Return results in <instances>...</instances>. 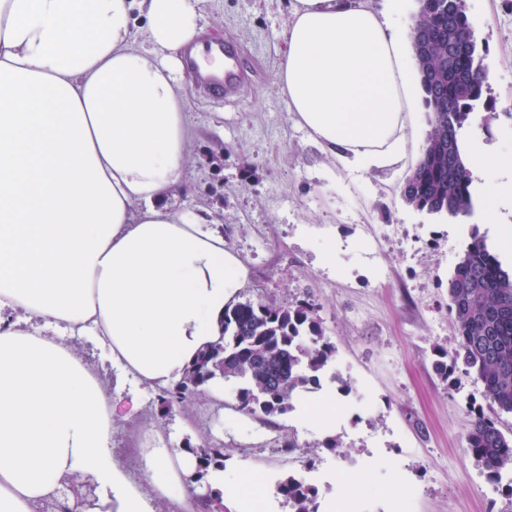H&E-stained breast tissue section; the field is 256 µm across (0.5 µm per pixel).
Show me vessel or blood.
<instances>
[{
	"label": "vessel or blood",
	"instance_id": "vessel-or-blood-1",
	"mask_svg": "<svg viewBox=\"0 0 512 512\" xmlns=\"http://www.w3.org/2000/svg\"><path fill=\"white\" fill-rule=\"evenodd\" d=\"M186 60L195 69L199 82L218 97L232 94L245 78L235 50L228 44L207 47L201 56L195 50H188Z\"/></svg>",
	"mask_w": 512,
	"mask_h": 512
}]
</instances>
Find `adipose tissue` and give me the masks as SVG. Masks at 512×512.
I'll return each instance as SVG.
<instances>
[{
    "label": "adipose tissue",
    "mask_w": 512,
    "mask_h": 512,
    "mask_svg": "<svg viewBox=\"0 0 512 512\" xmlns=\"http://www.w3.org/2000/svg\"><path fill=\"white\" fill-rule=\"evenodd\" d=\"M201 0H0V512L68 475L94 512H194L199 461L112 453L116 396L61 336L165 387L222 332L249 270L205 210L167 196L189 163L179 52ZM277 73L297 123L349 173L403 161L418 99L401 0H289ZM146 48H136L135 32Z\"/></svg>",
    "instance_id": "ef3b65f1"
}]
</instances>
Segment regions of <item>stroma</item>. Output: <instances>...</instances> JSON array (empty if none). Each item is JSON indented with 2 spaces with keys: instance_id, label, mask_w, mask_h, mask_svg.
Wrapping results in <instances>:
<instances>
[{
  "instance_id": "1",
  "label": "stroma",
  "mask_w": 512,
  "mask_h": 512,
  "mask_svg": "<svg viewBox=\"0 0 512 512\" xmlns=\"http://www.w3.org/2000/svg\"><path fill=\"white\" fill-rule=\"evenodd\" d=\"M289 0H204L210 41L233 46L249 78L231 97L203 91L185 72L178 93L195 129L193 160L168 204L206 209L226 243L250 269L239 301L294 306L315 303L336 346L349 389L309 404L330 419L329 433L302 427L287 414L266 423L239 420L236 387L224 383L223 401L201 388L189 412L161 414L154 388L112 365L106 349L78 338L74 351L108 383H121L137 400L138 414L119 419L112 452L143 480L142 461L127 450L153 436L175 446L223 441L224 479L245 487L259 482L261 512H288L274 487L302 468L319 492V512L356 502L358 512H384L375 496H361L351 467L374 471L379 483L401 476L412 512H512V491L489 480L465 451L475 411L487 408L476 376L443 380L436 348L457 346L448 309V279L471 227L496 243L512 268V200L490 195L496 172L474 176V206L466 221L448 220L404 205L399 191L406 170L350 174L314 146L298 125L277 84L285 51L282 32ZM474 36L484 50L493 112L477 113L467 131L477 154L512 155V0H465ZM501 215L484 221L486 208ZM392 224V238L370 239L382 271L361 256L365 231ZM343 449L322 448L325 436ZM293 440L292 453L282 449Z\"/></svg>"
}]
</instances>
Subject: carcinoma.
<instances>
[{
	"label": "carcinoma",
	"instance_id": "1",
	"mask_svg": "<svg viewBox=\"0 0 512 512\" xmlns=\"http://www.w3.org/2000/svg\"><path fill=\"white\" fill-rule=\"evenodd\" d=\"M415 59L431 129L415 167L401 188L403 203L430 215L467 216L473 208L470 170L462 154V130L479 108L489 111L484 56L477 46L463 0H418ZM448 309L458 347L440 351L436 369L448 377L457 369L474 374L491 408L512 414V274L502 267L485 237L472 234L448 280ZM316 307L237 302L224 311L220 338L200 352L182 377L160 390L159 407L188 410L189 396L215 381L237 385L239 408L264 421L293 410L300 389L320 385L334 361ZM186 448L202 466L224 467L219 444ZM467 452L495 481L512 470V437L481 412L467 435ZM290 512H318L317 490L294 475L276 485Z\"/></svg>",
	"mask_w": 512,
	"mask_h": 512
}]
</instances>
